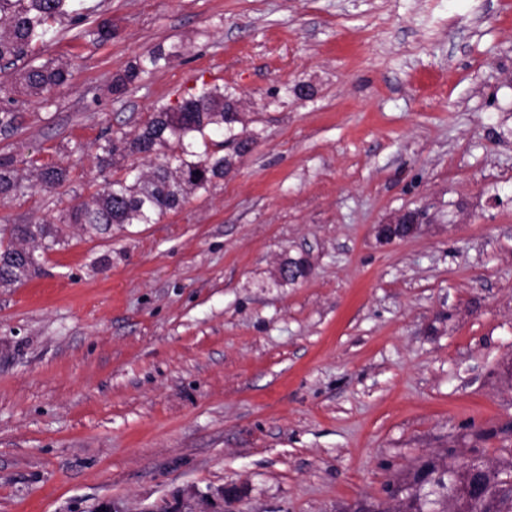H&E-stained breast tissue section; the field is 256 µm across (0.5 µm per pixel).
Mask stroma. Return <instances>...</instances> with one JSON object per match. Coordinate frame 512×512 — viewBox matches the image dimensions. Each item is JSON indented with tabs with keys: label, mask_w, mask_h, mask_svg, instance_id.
<instances>
[{
	"label": "stroma",
	"mask_w": 512,
	"mask_h": 512,
	"mask_svg": "<svg viewBox=\"0 0 512 512\" xmlns=\"http://www.w3.org/2000/svg\"><path fill=\"white\" fill-rule=\"evenodd\" d=\"M72 5L114 37L66 21L0 66L69 72L0 135L28 186L0 224L62 230L0 286V512H397L423 460L512 461V0ZM204 82L255 140L236 167L156 224H62L39 170L87 193L108 129ZM180 47L171 45L166 49L163 45H158L151 49L142 58L129 65L123 74L119 75L113 82L112 91L114 94H122L128 87L144 76L152 74L154 71L166 66L173 57L178 56Z\"/></svg>",
	"instance_id": "1"
}]
</instances>
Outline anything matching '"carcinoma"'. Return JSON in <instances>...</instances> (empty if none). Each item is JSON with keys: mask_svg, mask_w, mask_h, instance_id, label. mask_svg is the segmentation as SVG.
Masks as SVG:
<instances>
[{"mask_svg": "<svg viewBox=\"0 0 512 512\" xmlns=\"http://www.w3.org/2000/svg\"><path fill=\"white\" fill-rule=\"evenodd\" d=\"M67 19L78 25L85 21L82 13L70 9L69 0H0V62L13 65L27 57L29 49L46 40L58 21ZM112 22L103 19L85 28L79 36L91 43L112 39ZM180 47L158 45L138 59L113 82L112 91L122 94L129 85L166 66L179 55ZM68 81V71L51 61L26 70L20 81V92L41 98L50 89ZM13 91L0 88V134L16 128L17 113L11 107ZM241 123L232 94L218 85L202 86L186 93L174 108L160 106L142 124L140 131L128 137L122 128L110 130L96 156L103 183L88 201L71 204L64 222L78 224L94 236L106 235L113 225L154 224L167 212L180 207L192 192L204 189L212 179L226 174L224 157L210 147H228L242 157L254 144L236 132ZM121 151L129 156L154 157L152 171L145 175L130 166L124 172L112 170L113 157ZM39 183L50 188L71 183L67 166L41 169ZM15 175L13 161L0 156V198L24 193ZM41 240L43 250L58 244L48 225H0V284L26 279L39 270L34 252L19 248L16 242ZM464 465L444 466L424 462L414 473L402 512H448V495L459 490ZM512 478V463L492 470L486 476L487 493L476 494L464 503L465 512H512V496L501 495L497 486Z\"/></svg>", "mask_w": 512, "mask_h": 512, "instance_id": "obj_1", "label": "carcinoma"}]
</instances>
